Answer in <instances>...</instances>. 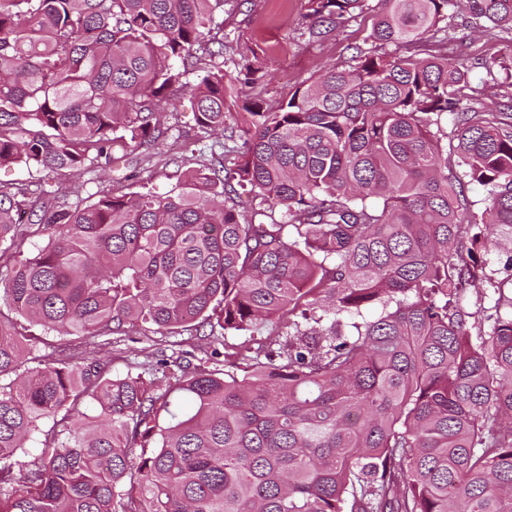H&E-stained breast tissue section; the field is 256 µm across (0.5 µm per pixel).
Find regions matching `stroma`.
<instances>
[{
    "label": "stroma",
    "instance_id": "obj_1",
    "mask_svg": "<svg viewBox=\"0 0 512 512\" xmlns=\"http://www.w3.org/2000/svg\"><path fill=\"white\" fill-rule=\"evenodd\" d=\"M370 10L345 27L321 39L308 38L303 29L307 0H248L242 9L224 10V61L227 74H234L235 62L240 57L255 56L258 80L250 87L231 84L229 92L237 102L258 97L273 103L286 96L288 91L303 81L318 77L325 66L346 65L354 46L361 44L372 26L373 14L385 6L384 0H368ZM450 56L458 57L472 66L475 82L487 83L484 101L488 107H497L505 96L512 94V77L505 70L495 69L486 73L479 68L482 60L490 62L512 55V34L498 29H488L470 36L464 44L448 46ZM168 126L163 152L155 157L151 171L142 175L150 188L163 193L170 189L172 161L182 154L179 131L194 125L188 104L178 106L176 113L163 120ZM179 344L181 349L201 354L208 346L207 338L181 333L178 337L150 334L135 344L113 346L112 369L122 372L130 360H144L146 355Z\"/></svg>",
    "mask_w": 512,
    "mask_h": 512
}]
</instances>
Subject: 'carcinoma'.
<instances>
[{
	"label": "carcinoma",
	"mask_w": 512,
	"mask_h": 512,
	"mask_svg": "<svg viewBox=\"0 0 512 512\" xmlns=\"http://www.w3.org/2000/svg\"><path fill=\"white\" fill-rule=\"evenodd\" d=\"M244 2L0 0V169L36 173L0 181V512H512V258H483L512 237V99L487 109L437 47L466 38L450 6L512 31V0H387L352 65L240 127ZM365 2L307 0L306 33ZM185 94L191 144L221 137L196 167L70 201L62 171L135 180ZM272 319L246 373L217 367L224 332ZM204 328L197 364L95 357Z\"/></svg>",
	"instance_id": "carcinoma-1"
}]
</instances>
